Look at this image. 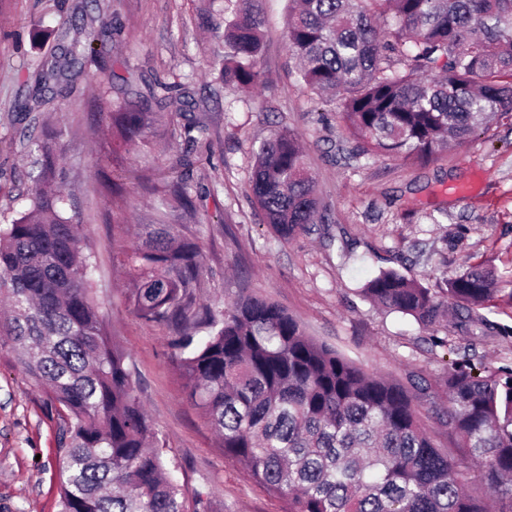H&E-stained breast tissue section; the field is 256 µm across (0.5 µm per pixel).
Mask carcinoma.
I'll return each instance as SVG.
<instances>
[{
	"label": "carcinoma",
	"mask_w": 512,
	"mask_h": 512,
	"mask_svg": "<svg viewBox=\"0 0 512 512\" xmlns=\"http://www.w3.org/2000/svg\"><path fill=\"white\" fill-rule=\"evenodd\" d=\"M261 3L224 0L211 25L227 87L261 82ZM286 41L304 88L338 110L364 155L427 162L493 120H512V0H291ZM108 118L127 149L158 121L121 107ZM39 151L29 209L0 225V350L66 419L60 512H214L210 491L174 475L88 279L85 235L59 207L60 149L47 140ZM250 188L284 240L328 220L288 129L262 141ZM172 195L173 211L192 215L185 188ZM121 265L137 314L178 329L176 369L224 455L284 500V512H512V365L487 366L477 352L485 336L512 335L481 314L497 292L490 272L471 267L438 293L387 269L362 288L425 329L451 318L467 338L458 347L432 337L457 351L442 381L450 454L422 420L438 410L428 387L364 371L264 298L197 307L195 243L158 228ZM472 483L488 497L471 495Z\"/></svg>",
	"instance_id": "obj_1"
}]
</instances>
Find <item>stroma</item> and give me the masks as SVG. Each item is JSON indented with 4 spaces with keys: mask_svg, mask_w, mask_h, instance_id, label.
Wrapping results in <instances>:
<instances>
[{
    "mask_svg": "<svg viewBox=\"0 0 512 512\" xmlns=\"http://www.w3.org/2000/svg\"><path fill=\"white\" fill-rule=\"evenodd\" d=\"M223 7L224 0H0V225L29 207L36 141H59L63 209L86 227L97 298L181 481L209 486L217 512H284L281 499L219 448L175 372L172 328L137 316L117 255L148 225L166 223L162 200L169 183L183 179L197 218L173 232L202 253L198 303L268 299L365 371H415L439 389L447 349L361 290L383 269L434 289L469 267L512 278V122L425 165L353 156L343 122L298 81L284 38L288 0H264L262 81L250 91L219 77L223 51L206 20ZM76 27L95 34L80 72L29 109L36 75L67 57L64 33ZM165 83L178 85L175 99H165ZM103 104L160 115L124 153L120 176ZM282 127L300 136L329 214L287 242L249 189L256 149ZM118 216L124 224H115ZM63 426L14 354L0 350V512H59Z\"/></svg>",
    "mask_w": 512,
    "mask_h": 512,
    "instance_id": "stroma-1",
    "label": "stroma"
}]
</instances>
